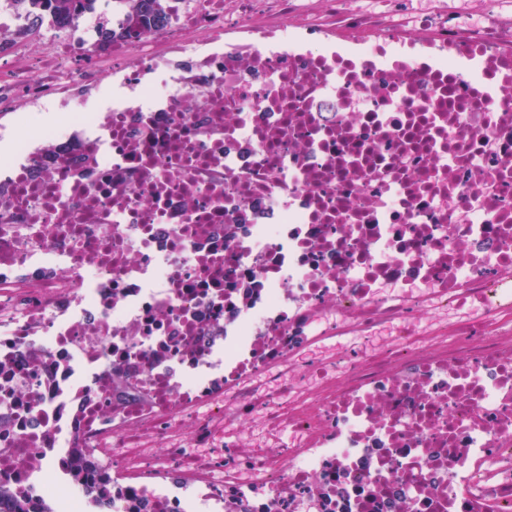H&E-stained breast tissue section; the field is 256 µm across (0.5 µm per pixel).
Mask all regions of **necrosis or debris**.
Masks as SVG:
<instances>
[{
  "label": "necrosis or debris",
  "mask_w": 512,
  "mask_h": 512,
  "mask_svg": "<svg viewBox=\"0 0 512 512\" xmlns=\"http://www.w3.org/2000/svg\"><path fill=\"white\" fill-rule=\"evenodd\" d=\"M123 19L0 0V512H512V8Z\"/></svg>",
  "instance_id": "obj_1"
}]
</instances>
